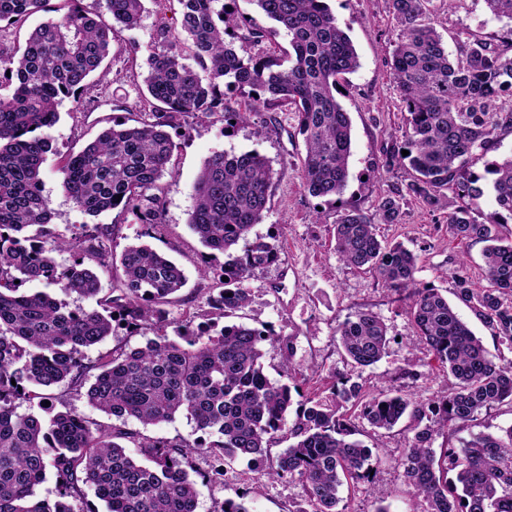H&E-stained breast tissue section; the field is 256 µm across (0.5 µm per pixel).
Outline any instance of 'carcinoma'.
Returning a JSON list of instances; mask_svg holds the SVG:
<instances>
[{
    "label": "carcinoma",
    "mask_w": 512,
    "mask_h": 512,
    "mask_svg": "<svg viewBox=\"0 0 512 512\" xmlns=\"http://www.w3.org/2000/svg\"><path fill=\"white\" fill-rule=\"evenodd\" d=\"M66 2L67 12L31 29L23 45L8 50L0 43V80L13 85L11 96L0 98V512H95L74 506L84 486L106 512H197L196 481L188 471L193 453L212 456L208 480L217 482L224 465L262 460L284 441L288 446L268 475L298 480L312 512H344L340 487L371 484L382 452L355 438L357 418L380 437L408 420L414 435L401 448L399 466L413 512H512V425L496 436L458 437L482 412L512 406V361L495 363L448 296L416 280L417 255L400 242L383 243L377 232L380 224L401 223L409 196L448 211L449 237L485 244L486 284L458 272L453 294L512 350V156L487 164V187L471 171L512 132V107L497 106L499 95L512 91V40L460 32L453 55L435 27L432 0H388L396 22L392 71L406 116L402 139L386 148L382 168L407 165L415 175L405 195L381 196L369 211H338L336 252L346 266L374 272L408 303L414 342L442 368L448 388L423 402L400 384L371 394L338 373L331 396L323 398L265 374L266 347L279 349L285 368L294 357L291 341L266 326L211 322L176 340H149L85 363L83 350L112 335L114 315L129 327L159 329L164 305L186 285L184 271L145 244L122 251L123 296L112 300L110 311L70 309L47 292L21 290L39 281L83 298L101 292L98 275L84 267V259L105 256L99 228L69 236L49 229L53 212L42 190L51 150L46 130L63 99L78 97L93 77L107 79L113 41L140 23L143 0H108L110 24L85 11L81 0ZM177 2L184 39L171 40L162 29L146 58L152 119L114 124L68 155L60 169L67 197L90 216L119 208L142 224L162 223L152 190L169 172L174 143L168 129L189 114L221 116L231 125L236 113L224 88L247 86L256 94L252 112L294 109L310 195L341 198L352 139L339 97L360 63L326 0H250L276 23L268 29L243 23L224 0ZM47 3L0 0V23L22 25ZM485 3L495 17L512 21V0ZM281 32L291 48L286 67L255 51ZM190 58L196 66L186 63ZM274 175L254 151H217L198 174L188 224L209 257L224 256L219 291L209 302L218 318L247 307L252 291L244 283L278 258L276 246L261 240L233 252L263 222ZM487 189L494 209L478 219ZM60 252L72 254L69 266L57 263ZM336 341L347 362L362 370L383 359L390 339L380 317L358 310L337 325ZM92 370L86 401L112 418L108 425L67 406L47 407L55 397L30 390L76 382ZM35 399L48 417L18 412L19 402ZM178 415L193 423L191 436L168 441L125 429L130 419L148 426ZM444 434L448 445L433 447ZM49 471L58 483L52 503L34 498Z\"/></svg>",
    "instance_id": "obj_1"
}]
</instances>
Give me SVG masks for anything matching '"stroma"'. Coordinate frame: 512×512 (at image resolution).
Listing matches in <instances>:
<instances>
[{"label":"stroma","mask_w":512,"mask_h":512,"mask_svg":"<svg viewBox=\"0 0 512 512\" xmlns=\"http://www.w3.org/2000/svg\"><path fill=\"white\" fill-rule=\"evenodd\" d=\"M328 4L352 39L360 61L341 99L352 122L350 178L343 201L369 210L378 196L404 189L412 179L409 168L389 173L381 168L383 151L400 138L404 117L390 68L396 31L388 0H328ZM143 6L139 25L121 31L113 43L106 83L88 84L79 99L67 98L59 105V120L48 131L51 150L44 164L43 193L51 201L58 231L70 234L85 224L101 226L107 251L116 256L130 243L148 244L174 260L184 270L187 283L167 305L163 328L132 329L125 321H115L112 335L100 348L86 351V361L95 362L103 351L143 346L161 335L177 338L186 328L210 319L208 300L216 281L202 274L207 250L188 225L195 203L194 184L213 152L254 150L270 160L276 176L269 191L268 212L251 235L274 244L280 259L255 270L248 282L253 300L235 315V322L258 328L270 325L280 336L291 339L295 380L309 393L318 388L321 376L333 371L351 373V366L338 352L335 329L349 314L371 311L387 324L391 343L387 355L361 373L359 380L365 390L380 392L391 376L411 370L419 378L410 385V392L423 398L438 395L446 379L426 350L414 344L403 304L393 301L374 273L347 268L338 260L333 238L338 204L309 194L301 177L304 142L290 108L250 112L247 90L233 88L224 92L237 113L233 127H225L220 117L182 119L171 131L173 173L160 180L157 191L163 215L160 225L138 223L134 216L117 209L90 217L65 195L58 171L64 157L80 151L104 128L115 123L134 124L152 110L143 82L144 60L160 27L179 32V7L177 0H144ZM434 10L436 28L448 45L465 30L495 40L512 30V21L496 19L485 0H455L452 8L438 4ZM447 220V212L430 210L412 200L404 208L402 222L381 225L379 233L382 240L403 243L417 254L416 278L421 284L453 289L449 277L454 270L452 260L463 253L468 256L465 275L482 281V244L450 238ZM406 439V433L399 430L386 439L388 451L376 468L374 494L342 490L348 512H377L382 505L389 512H408L410 501L398 466V450ZM212 464V457L205 452L194 453L190 460L199 492L197 512H216L225 498L239 494L244 495L250 512H302L307 506L298 481L268 478L264 467L241 459L226 465L222 481L215 483L207 479Z\"/></svg>","instance_id":"35a3bbf8"}]
</instances>
